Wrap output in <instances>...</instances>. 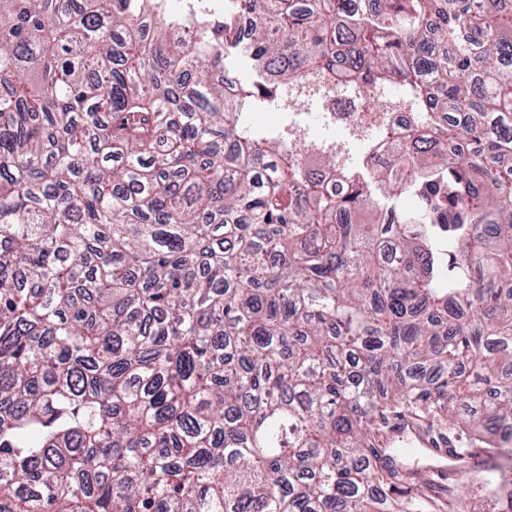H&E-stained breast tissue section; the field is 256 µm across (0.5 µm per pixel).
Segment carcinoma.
I'll use <instances>...</instances> for the list:
<instances>
[{
    "label": "carcinoma",
    "mask_w": 512,
    "mask_h": 512,
    "mask_svg": "<svg viewBox=\"0 0 512 512\" xmlns=\"http://www.w3.org/2000/svg\"><path fill=\"white\" fill-rule=\"evenodd\" d=\"M229 2L0 0V512H462L386 420L512 443V0ZM338 88L417 124L245 119ZM351 101V106L348 112H320L316 106L311 112H288V127H298L302 132L306 133L307 143L310 145H319L325 143H336V140H346L348 138L352 143H358L362 147L368 146L369 153L374 152L375 156H380L386 149L384 141L376 134V132L369 128L366 132L368 140L362 137H352L353 128L360 124L361 115L359 109L355 105L354 97L346 98ZM317 112V113H312ZM318 120L321 124L323 132H315L311 125L314 120ZM335 130V133L330 132ZM336 130L341 131V136H336Z\"/></svg>",
    "instance_id": "1"
}]
</instances>
